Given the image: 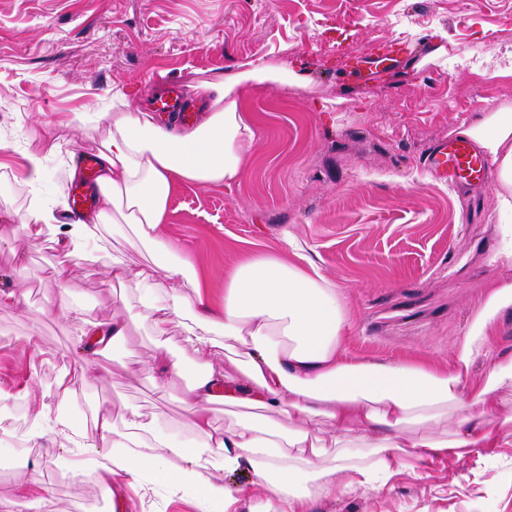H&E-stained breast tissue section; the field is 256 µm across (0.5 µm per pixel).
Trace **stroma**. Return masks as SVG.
I'll return each mask as SVG.
<instances>
[{
    "label": "stroma",
    "mask_w": 512,
    "mask_h": 512,
    "mask_svg": "<svg viewBox=\"0 0 512 512\" xmlns=\"http://www.w3.org/2000/svg\"><path fill=\"white\" fill-rule=\"evenodd\" d=\"M427 42L412 66L361 68L377 43ZM446 55L436 56V47ZM292 71L302 86L247 92L242 111L256 139L231 187L180 185L165 232L191 254L208 295L224 301V269L247 248L287 252L285 235L336 282L345 303L344 346L355 357L450 361L488 285L505 276L496 173L457 190L424 168L428 148L484 113L512 106V0H0V211L24 213L34 196L73 189L67 151L91 153L86 132L61 125L71 112L98 119L114 93L152 111L172 84L188 87L254 60ZM48 156L39 192L21 181L27 152ZM60 244L28 246L0 222V291L24 277L21 308L0 309V394L13 408L7 436L25 465L0 477V512H29L20 481L53 495L43 512H100L95 474L67 449L25 445V388L51 393L77 376L75 321L48 316ZM105 262L71 264L68 300L80 318L121 313L127 343L102 355L106 382L84 381L68 408L81 429L89 410L136 407L190 438L183 404L188 379L155 381V345L134 281L108 282ZM42 338L33 354L26 338ZM122 512H201L168 489L117 488ZM314 512H512V446L427 465L407 459L378 490L357 487L316 500Z\"/></svg>",
    "instance_id": "1"
}]
</instances>
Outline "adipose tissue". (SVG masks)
I'll list each match as a JSON object with an SVG mask.
<instances>
[{
  "instance_id": "obj_1",
  "label": "adipose tissue",
  "mask_w": 512,
  "mask_h": 512,
  "mask_svg": "<svg viewBox=\"0 0 512 512\" xmlns=\"http://www.w3.org/2000/svg\"><path fill=\"white\" fill-rule=\"evenodd\" d=\"M298 82L296 75L261 63L202 82L192 91L203 98L205 115L190 127L157 122L125 95H113L97 147L98 208L66 220L60 195L50 204L34 202L18 219L0 213L15 222L24 242L64 239L68 260L52 271L60 286L69 277V260L96 261L107 253L109 231L144 248L150 270L135 271L114 258L107 279L136 282L138 316L158 338L149 364L160 378L185 374L164 341L173 328H180V344L192 353L184 399L194 431L190 443L134 408L118 420L109 409L94 408L93 434L73 435L60 415L76 393L73 378H60L53 396L32 395L29 442L74 448L105 495L119 484L142 490L162 485L196 492L221 512H236L244 498L249 512H313L315 499L356 486H385L403 458L460 460L479 448L512 445V398L501 394L512 388V359H492L488 334L512 308L510 280L489 288L465 335L451 342L446 367L350 356L335 284L318 269L274 254L248 251L225 268L223 307L199 293L191 260L164 233L172 193L182 183H236L255 141L251 118L239 110L240 93ZM466 134L496 163L505 189L499 205L512 212V109L487 113ZM188 287L195 288L194 296L185 295ZM78 336L92 350L79 358V369L94 377L97 354L125 343L127 321L118 314L84 320ZM223 349L244 353L242 374L218 361ZM216 403L263 410L271 418L240 419L219 431L210 419ZM243 470L253 471L257 482L229 489L224 477Z\"/></svg>"
}]
</instances>
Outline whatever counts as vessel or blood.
Segmentation results:
<instances>
[{
  "label": "vessel or blood",
  "mask_w": 512,
  "mask_h": 512,
  "mask_svg": "<svg viewBox=\"0 0 512 512\" xmlns=\"http://www.w3.org/2000/svg\"><path fill=\"white\" fill-rule=\"evenodd\" d=\"M424 163L433 176L454 186L482 178L488 170L487 159L472 141L462 137L436 141Z\"/></svg>",
  "instance_id": "1"
}]
</instances>
